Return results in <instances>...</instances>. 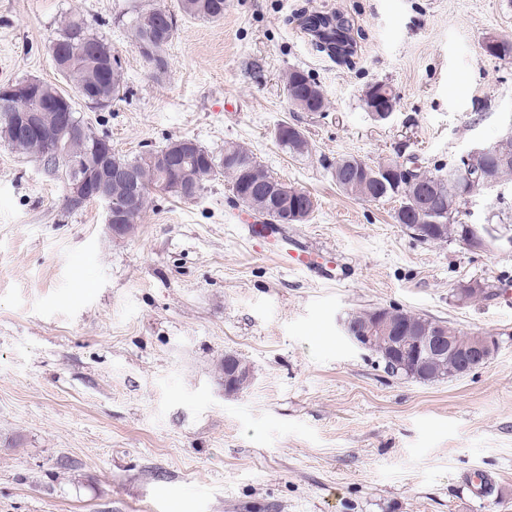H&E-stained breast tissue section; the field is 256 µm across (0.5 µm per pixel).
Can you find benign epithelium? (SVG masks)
I'll return each instance as SVG.
<instances>
[{
  "label": "benign epithelium",
  "instance_id": "benign-epithelium-1",
  "mask_svg": "<svg viewBox=\"0 0 512 512\" xmlns=\"http://www.w3.org/2000/svg\"><path fill=\"white\" fill-rule=\"evenodd\" d=\"M30 96L29 83L11 84L0 87V98L14 107L11 113L12 134L17 139H41L48 142L57 138L61 131L72 140L86 142L87 128L73 112H49L46 104L39 103L35 109L23 105ZM371 112H386L393 114L396 105L393 95L382 90L371 99ZM199 149L197 142L191 138L173 139L162 150L160 159L173 171L180 169L182 158ZM89 153L96 157L100 174H92L87 170V163L80 157L66 158V168L69 173V185L66 196L68 209L77 211L88 202L93 201L104 210L105 223L112 231V237L124 238L133 232L140 213V197L143 194L141 184L134 169L122 164L112 152L108 140L96 137L91 141ZM483 150L473 149L464 155L466 166L457 171V184L464 187L472 180V175L487 177L483 164ZM407 186L412 188L409 198L413 207H418L420 201L426 199V187L420 182L405 178ZM268 197L274 200L273 207L263 210V214H272L274 224H293L302 218L314 206V199L302 193L296 197L283 200L279 195L278 186L269 188ZM409 205L396 209V215L401 222L408 220ZM463 244L472 249L490 251L496 248L495 240L482 235L476 226H464ZM342 327L354 344L368 348L378 341L385 342L390 349L393 360L399 361L412 369L416 374L427 370L442 359L455 365V375H466L483 366L498 350V339L485 333H474L461 343L448 330V324L440 323L433 329L417 331L405 320L375 323L366 330H354L349 323L342 322ZM249 374L239 369L235 357H224V393L234 394L248 385Z\"/></svg>",
  "mask_w": 512,
  "mask_h": 512
}]
</instances>
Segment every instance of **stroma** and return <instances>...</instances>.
<instances>
[{"label": "stroma", "instance_id": "obj_1", "mask_svg": "<svg viewBox=\"0 0 512 512\" xmlns=\"http://www.w3.org/2000/svg\"><path fill=\"white\" fill-rule=\"evenodd\" d=\"M175 17L159 83L128 38L134 4ZM353 25L345 64L317 50L305 13ZM78 14L117 51L126 98L75 109L134 156L178 137L219 154L236 142L317 208L279 238L224 180L195 200L158 193L113 237L91 203L0 141V512H512V247L421 242L395 200L342 192L331 166L416 158L428 169L512 135V0H225L216 22L179 0H0V86L69 91L48 45ZM308 72L322 116L292 111L289 70ZM388 84L392 118L362 96ZM298 124L311 152L274 132ZM299 243L310 268L284 264ZM335 266V280L314 266ZM480 281L492 297L461 300ZM398 307L499 348L463 377L418 382L353 344L349 313ZM250 385L224 392V357Z\"/></svg>", "mask_w": 512, "mask_h": 512}]
</instances>
